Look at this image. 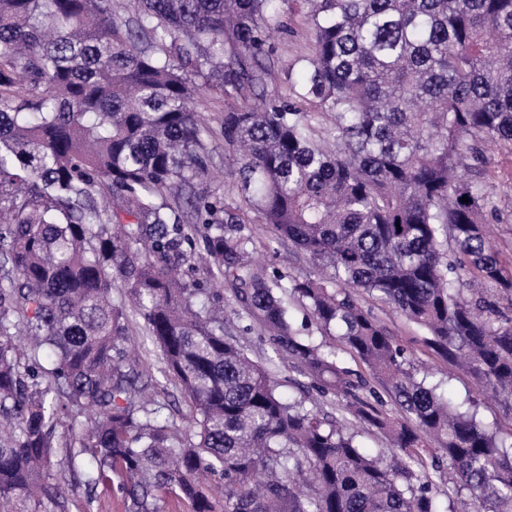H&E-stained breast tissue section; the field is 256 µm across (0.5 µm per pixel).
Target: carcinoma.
Here are the masks:
<instances>
[{"mask_svg": "<svg viewBox=\"0 0 512 512\" xmlns=\"http://www.w3.org/2000/svg\"><path fill=\"white\" fill-rule=\"evenodd\" d=\"M281 2L0 0V512H47L76 485L118 489L127 512L170 496L216 512L213 481L224 512H454L432 471L466 512H512V443L417 378L360 302L512 407V266L484 182L485 145L512 153V0H302L301 78L271 91ZM212 93L234 204L189 191L209 176ZM251 212L321 275L257 264ZM226 288L269 338L260 360L224 329ZM295 304L398 412L358 395ZM130 309L186 437L126 345ZM287 359L390 448L285 399ZM486 225L490 238L502 250L503 259L510 263V260L512 261V221H510V216L509 224L500 221ZM339 358L341 366L349 368L358 374H361L367 381L368 387L360 391V395L370 398L368 390H374L382 400V406H379L386 412L392 413L396 411V407L392 398L388 395L387 391L370 375L367 367L357 358L351 356L346 351H340Z\"/></svg>", "mask_w": 512, "mask_h": 512, "instance_id": "1", "label": "carcinoma"}]
</instances>
